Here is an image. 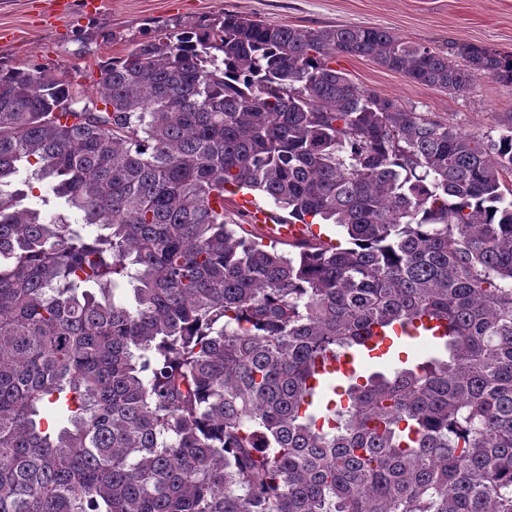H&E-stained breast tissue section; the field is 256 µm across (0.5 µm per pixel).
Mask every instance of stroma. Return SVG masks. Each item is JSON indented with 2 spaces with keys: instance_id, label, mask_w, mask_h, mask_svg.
<instances>
[{
  "instance_id": "1",
  "label": "stroma",
  "mask_w": 512,
  "mask_h": 512,
  "mask_svg": "<svg viewBox=\"0 0 512 512\" xmlns=\"http://www.w3.org/2000/svg\"><path fill=\"white\" fill-rule=\"evenodd\" d=\"M94 11L65 0H0V62L45 64L93 93L101 69L147 37L222 20L231 12L275 25L321 29L376 26L455 57L464 45L512 52V0H96ZM336 65L361 88L465 132L499 137L512 89L480 79L467 94L410 82L363 58Z\"/></svg>"
}]
</instances>
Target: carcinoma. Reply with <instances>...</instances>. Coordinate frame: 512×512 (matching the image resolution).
Instances as JSON below:
<instances>
[{
	"label": "carcinoma",
	"instance_id": "cac0c4a2",
	"mask_svg": "<svg viewBox=\"0 0 512 512\" xmlns=\"http://www.w3.org/2000/svg\"><path fill=\"white\" fill-rule=\"evenodd\" d=\"M459 54L226 13L91 96L0 66V512H512V114L462 132L333 67L512 87V52ZM243 189L347 246L238 235ZM425 319L326 399L322 364ZM31 182L33 192L31 193L30 190L27 187H25V189L28 192V198L25 200V204L37 205L42 210L43 214H60L65 216L67 218V221L75 223V221L77 220L76 216H74V214L63 205L51 204L50 206H42L41 201L39 200V196L46 194L45 188L43 184L40 182H37L35 180H31Z\"/></svg>",
	"mask_w": 512,
	"mask_h": 512
}]
</instances>
